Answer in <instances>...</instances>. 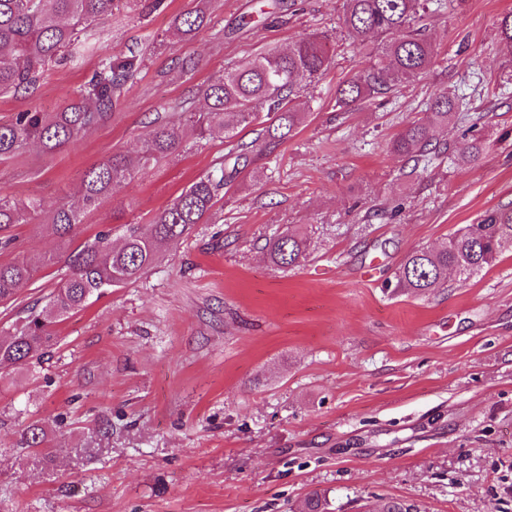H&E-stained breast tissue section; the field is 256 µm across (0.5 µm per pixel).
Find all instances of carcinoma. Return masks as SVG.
I'll return each instance as SVG.
<instances>
[{
    "mask_svg": "<svg viewBox=\"0 0 512 512\" xmlns=\"http://www.w3.org/2000/svg\"><path fill=\"white\" fill-rule=\"evenodd\" d=\"M121 0H0V94L27 90L35 74L60 56L77 61L88 49L81 39L93 24L112 13ZM462 5L463 0H346L342 27L352 42L380 37L370 68L354 72L336 89V107L348 110L385 90L416 79L433 64L434 43L416 27L427 5ZM207 15L199 8L177 17L174 30L181 36L197 33ZM499 40L512 48V13L498 21ZM329 62L327 38L309 34L285 52L268 51L212 78L204 89L206 106L189 112L186 123L203 139L214 132L233 142L239 133L254 126L271 152L304 123L296 94L321 75ZM139 68L136 56H110L99 63L80 95L59 112H19L15 121L0 126V157L12 155L24 142L36 141L52 151L75 145L91 128L106 121L112 99ZM460 100L443 89L433 98L426 118L409 122L393 141V151L404 157L431 152L433 129L448 125ZM182 144L180 127L164 124L156 129L142 157L143 164L171 159ZM486 149L481 135L473 134L458 146L459 154L477 161ZM133 170L131 161L113 155L85 174L83 204L94 205ZM239 169L214 167L193 181L148 224L121 225V244L112 243V232L100 231L71 252L70 273L61 280L49 302L28 308L25 323L12 332H0V366L33 367L41 362L55 339L56 326L87 306L110 288L140 280L165 247L178 243L196 224H203L224 186ZM42 212L37 201L19 202L0 197V233L15 224H27ZM81 211L61 204L47 214L59 242L66 241L81 223ZM512 242V207L485 212L474 224L453 232L440 248L421 247L410 252L396 274L397 287L424 295L444 285L448 273L461 283L492 265L504 243ZM310 241L300 230H288L268 240L269 261L287 268L307 256ZM27 258L0 263V303L6 304L34 275ZM47 433L42 425H28L20 447L43 448Z\"/></svg>",
    "mask_w": 512,
    "mask_h": 512,
    "instance_id": "cac0c4a2",
    "label": "carcinoma"
}]
</instances>
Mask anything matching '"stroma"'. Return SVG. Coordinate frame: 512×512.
Returning a JSON list of instances; mask_svg holds the SVG:
<instances>
[{
  "instance_id": "35a3bbf8",
  "label": "stroma",
  "mask_w": 512,
  "mask_h": 512,
  "mask_svg": "<svg viewBox=\"0 0 512 512\" xmlns=\"http://www.w3.org/2000/svg\"><path fill=\"white\" fill-rule=\"evenodd\" d=\"M205 8L190 38L176 16ZM344 0H125L90 31L80 62L52 63L34 88L0 95V124L57 112L104 55L139 54L112 115L74 146L22 144L0 160V195L41 203L0 263L57 246L45 211L75 203L85 173L138 157L170 115L197 111L207 82L243 60L330 37L327 69L297 100L307 120L221 192L206 223L135 284L112 288L56 328L41 367L0 368V512H298L313 494L335 512L387 500L421 512H512V244L466 283L414 296L394 275L417 247L445 245L512 204V52L497 21L512 0L427 11L437 59L415 82L349 111L337 87L367 67L340 27ZM195 61L183 72L181 60ZM463 102L438 143L478 125L481 159L392 153L434 94ZM235 155L223 136H186L179 156L136 169L84 209L54 265L38 268L0 330L19 326L101 230L147 224ZM312 249L283 271L264 245L286 227ZM376 264L374 279L363 278ZM47 429L48 448L19 447Z\"/></svg>"
}]
</instances>
